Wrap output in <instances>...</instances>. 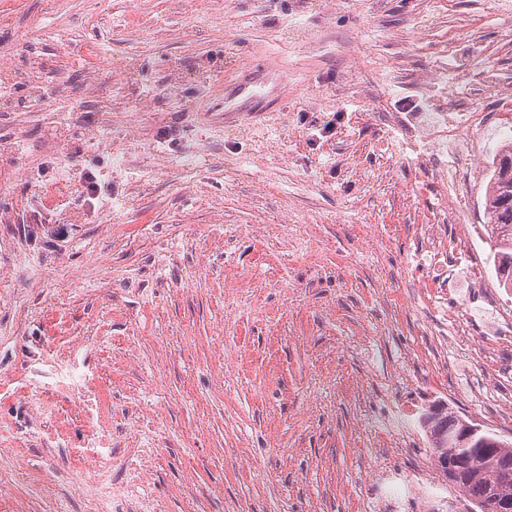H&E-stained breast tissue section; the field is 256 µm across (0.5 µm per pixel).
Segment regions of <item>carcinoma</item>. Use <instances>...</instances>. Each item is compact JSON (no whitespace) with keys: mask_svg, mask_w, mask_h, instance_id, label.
Masks as SVG:
<instances>
[{"mask_svg":"<svg viewBox=\"0 0 512 512\" xmlns=\"http://www.w3.org/2000/svg\"><path fill=\"white\" fill-rule=\"evenodd\" d=\"M485 212L490 258L493 259L499 286L512 288V142L499 150L492 163L485 195ZM460 423V417L448 411L436 421L427 411L420 416V424L431 447L448 456L459 452L452 439L460 429ZM501 461L502 457L497 454L489 455L479 449L470 451L468 478L459 487L464 489L473 507L483 503L496 487Z\"/></svg>","mask_w":512,"mask_h":512,"instance_id":"carcinoma-1","label":"carcinoma"}]
</instances>
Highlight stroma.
Returning a JSON list of instances; mask_svg holds the SVG:
<instances>
[{
  "label": "stroma",
  "instance_id": "stroma-1",
  "mask_svg": "<svg viewBox=\"0 0 512 512\" xmlns=\"http://www.w3.org/2000/svg\"><path fill=\"white\" fill-rule=\"evenodd\" d=\"M444 70L472 148L421 135ZM507 94L512 0H0V512H373L420 462L397 512H467L419 415L512 440ZM483 115L480 112H470L467 119L460 123L458 126L448 131L446 134V141L449 139L454 142H465L470 144L473 141L475 133L483 126ZM490 258L499 286L512 288V142L496 154L485 195Z\"/></svg>",
  "mask_w": 512,
  "mask_h": 512
}]
</instances>
